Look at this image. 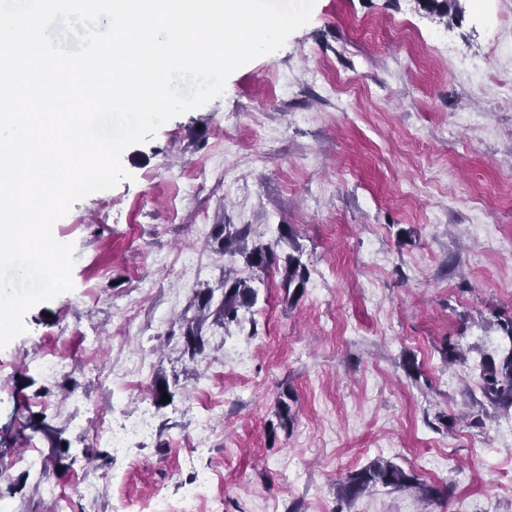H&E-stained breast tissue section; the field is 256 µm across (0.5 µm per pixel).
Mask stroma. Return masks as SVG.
Segmentation results:
<instances>
[{"mask_svg":"<svg viewBox=\"0 0 512 512\" xmlns=\"http://www.w3.org/2000/svg\"><path fill=\"white\" fill-rule=\"evenodd\" d=\"M121 162L128 179L67 214L73 290L0 350V427L34 414L63 428L44 480L68 512L175 499L199 470L216 475L205 512H512V408L479 387L482 362L512 349V0H316L280 50ZM217 224L299 250L305 288L289 297L280 270L222 254ZM228 272L258 298L226 327L213 313ZM196 318L207 344L192 357ZM48 354L52 378L36 369ZM142 414L151 431L126 454L101 439L102 422ZM31 439L0 451V491L16 512H53L18 463ZM378 458L448 499L377 486L342 501L339 479Z\"/></svg>","mask_w":512,"mask_h":512,"instance_id":"stroma-1","label":"stroma"}]
</instances>
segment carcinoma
I'll list each match as a JSON object with an SVG mask.
<instances>
[{
    "mask_svg": "<svg viewBox=\"0 0 512 512\" xmlns=\"http://www.w3.org/2000/svg\"><path fill=\"white\" fill-rule=\"evenodd\" d=\"M250 227H237L233 224L214 225L213 237L218 239L224 253L244 255L248 266L264 273L272 268L281 269L284 285L294 292H299L307 281L308 271L301 258L290 254L279 256L270 244H258L246 247ZM257 301V292L247 280L224 277V300L217 310V319L227 326L238 321V312L250 308ZM185 349L195 356L205 349V338L201 334L199 321H191L184 331ZM483 395L489 402L499 408H512V350L497 362L484 366L482 383ZM24 428L42 436L52 451H60L63 429L52 425L46 418L30 417ZM380 485L392 490L415 489L422 500L429 504H439L448 497V488L437 487L421 481L415 474L407 472L389 460L378 458L367 467L347 474L339 481V493L342 500L352 502L367 489Z\"/></svg>",
    "mask_w": 512,
    "mask_h": 512,
    "instance_id": "obj_1",
    "label": "carcinoma"
}]
</instances>
